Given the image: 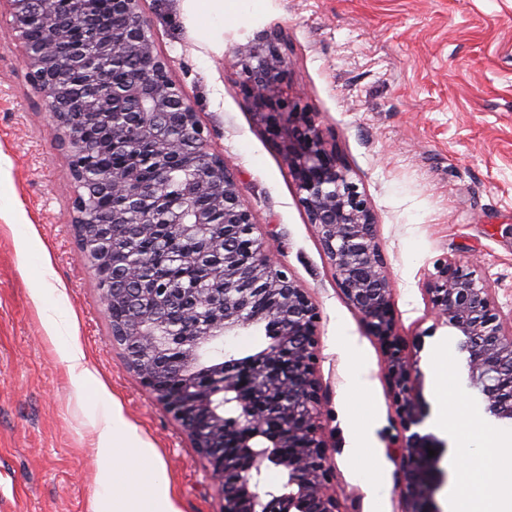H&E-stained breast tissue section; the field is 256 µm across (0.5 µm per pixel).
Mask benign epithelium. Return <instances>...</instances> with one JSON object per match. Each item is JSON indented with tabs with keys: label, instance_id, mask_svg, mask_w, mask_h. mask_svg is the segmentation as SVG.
Instances as JSON below:
<instances>
[{
	"label": "benign epithelium",
	"instance_id": "benign-epithelium-1",
	"mask_svg": "<svg viewBox=\"0 0 512 512\" xmlns=\"http://www.w3.org/2000/svg\"><path fill=\"white\" fill-rule=\"evenodd\" d=\"M8 2L28 79L45 98L58 144L69 157L73 224L84 259L92 270L112 267L114 279L99 288L106 311L126 308V318L112 323V339L208 461L223 512H341L318 425L319 311L308 292L276 268L268 239L256 235L237 176L223 156L209 151L198 112L156 49L144 0H108L88 34L62 22L85 17L89 0ZM283 46L273 31L241 52L243 98L261 110L274 139L281 121H293L281 147L299 204L341 294L382 347L385 378L408 432L391 444L401 471V512H439L434 492L444 480L443 443L419 431L426 418L414 394L420 370L396 331L375 213L312 114L282 96L288 81ZM139 143L152 147L143 164L88 178L90 151L112 154ZM200 153L207 163L195 168L191 159ZM155 235L168 247L194 239L190 260L207 267L224 288L217 292L206 281L162 284L154 269L130 258L131 240ZM425 290L436 321L462 336L469 386L492 416L512 421V325L495 308L491 289L475 271L447 259L437 264ZM172 311L180 325L197 332H174ZM263 323L270 335L264 349L204 361L216 342ZM430 449L436 455L429 456ZM271 466L282 474L275 485L265 482Z\"/></svg>",
	"mask_w": 512,
	"mask_h": 512
}]
</instances>
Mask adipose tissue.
I'll return each mask as SVG.
<instances>
[{"mask_svg":"<svg viewBox=\"0 0 512 512\" xmlns=\"http://www.w3.org/2000/svg\"><path fill=\"white\" fill-rule=\"evenodd\" d=\"M44 294L40 284L31 290L61 363L77 391L96 395L91 425L100 456V491L93 499L92 512H179L156 449L124 417L89 367L83 348L64 337L66 322L57 309L43 306ZM441 418L464 435L450 512H512V435L490 431L471 416L462 399L443 405ZM493 468L502 477L501 486H493L486 479Z\"/></svg>","mask_w":512,"mask_h":512,"instance_id":"1","label":"adipose tissue"}]
</instances>
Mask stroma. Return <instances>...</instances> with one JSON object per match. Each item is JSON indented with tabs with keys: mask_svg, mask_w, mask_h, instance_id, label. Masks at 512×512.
<instances>
[{
	"mask_svg": "<svg viewBox=\"0 0 512 512\" xmlns=\"http://www.w3.org/2000/svg\"><path fill=\"white\" fill-rule=\"evenodd\" d=\"M144 12L212 152L238 177L259 234L274 238L277 265L319 311V426L343 512H401V473L387 445L403 429L381 346L337 287L281 148L242 98L236 51L272 28L287 35L283 91L315 112L376 215L397 332L421 371L418 402L437 413L428 364L444 350L456 368L455 391L472 403L474 417L510 430L512 422L495 419L469 388L457 333L436 326L424 286L438 262L458 261L486 281L512 319V0H224L207 11L196 0H146ZM72 196L69 159L27 80L10 6L0 0V512H90L99 490L91 401L76 393L30 295L43 278L45 306L58 308L68 336L162 458L181 512H222L207 461L112 340L73 233ZM348 338L369 383L356 398ZM423 430L445 445V480L434 499L447 512L457 443L432 423ZM356 439L373 458L382 491L351 462Z\"/></svg>",
	"mask_w": 512,
	"mask_h": 512,
	"instance_id": "stroma-1",
	"label": "stroma"
}]
</instances>
